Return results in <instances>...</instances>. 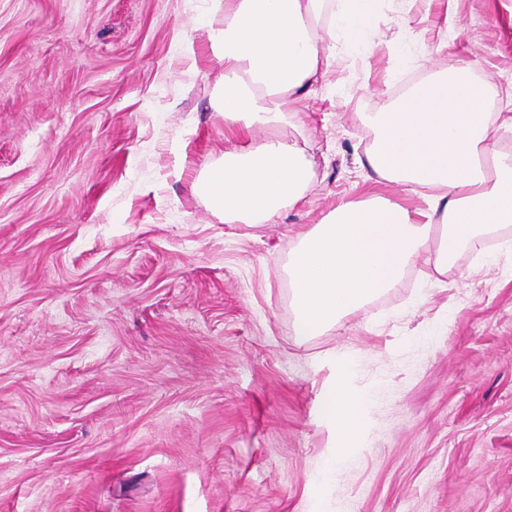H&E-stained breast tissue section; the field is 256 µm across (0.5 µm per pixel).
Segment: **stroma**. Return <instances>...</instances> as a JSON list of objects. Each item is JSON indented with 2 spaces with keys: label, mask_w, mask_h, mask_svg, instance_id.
<instances>
[{
  "label": "stroma",
  "mask_w": 512,
  "mask_h": 512,
  "mask_svg": "<svg viewBox=\"0 0 512 512\" xmlns=\"http://www.w3.org/2000/svg\"><path fill=\"white\" fill-rule=\"evenodd\" d=\"M210 6L0 0V512H512V233L305 340L288 278L339 203L425 208L363 164L399 84L467 66L512 113V0H384L374 47L337 42L307 114L254 132L312 162L273 224L194 190L235 144ZM340 378L372 395L349 444L318 415Z\"/></svg>",
  "instance_id": "stroma-1"
}]
</instances>
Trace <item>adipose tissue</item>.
Segmentation results:
<instances>
[{"instance_id":"1","label":"adipose tissue","mask_w":512,"mask_h":512,"mask_svg":"<svg viewBox=\"0 0 512 512\" xmlns=\"http://www.w3.org/2000/svg\"><path fill=\"white\" fill-rule=\"evenodd\" d=\"M321 0H212L206 24L224 67L214 107L238 142L200 170L195 188L228 224H271L302 200L312 179L298 142L255 141L258 125L303 111L342 36L359 44L373 35L380 0H340L324 27ZM485 88L468 68L434 77L368 115L374 141L366 163L381 180L430 188L429 207L413 210L382 198L338 206L301 238L288 263L295 334L307 338L361 307L402 278L421 254L434 267L471 240L512 223V157L489 153ZM370 397L346 383L332 386L320 413L343 440L366 427Z\"/></svg>"}]
</instances>
